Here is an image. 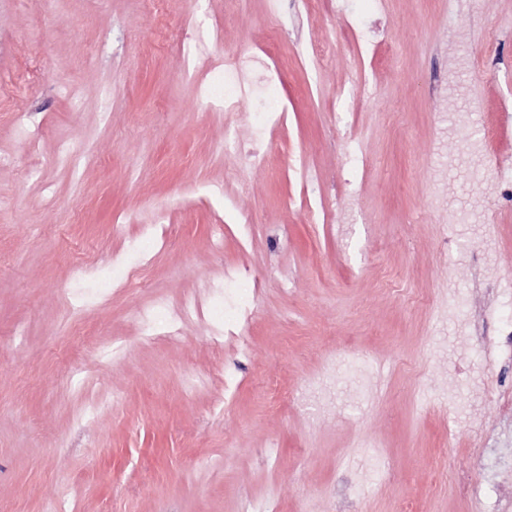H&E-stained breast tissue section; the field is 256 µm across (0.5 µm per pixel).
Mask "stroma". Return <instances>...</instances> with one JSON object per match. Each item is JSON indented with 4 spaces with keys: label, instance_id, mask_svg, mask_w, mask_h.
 <instances>
[{
    "label": "stroma",
    "instance_id": "35a3bbf8",
    "mask_svg": "<svg viewBox=\"0 0 512 512\" xmlns=\"http://www.w3.org/2000/svg\"><path fill=\"white\" fill-rule=\"evenodd\" d=\"M267 9L0 0V76L43 66L0 98V512H337L375 445L390 479L359 487L354 512L512 499V343L498 317L512 208L493 200L497 173L512 172V0H281L285 30L265 47ZM360 34L375 55L360 57ZM323 41L336 44L329 65L311 53ZM239 52L278 68L287 112L262 144L267 165L244 175L224 157V125L246 136L248 119L199 93L223 92ZM451 81L476 88L472 125L496 132L498 168L480 187L440 123L460 105L440 91ZM307 191L325 223L297 208ZM157 222L169 242L148 248L145 288L75 318L72 261H108ZM228 267L257 284L244 333L217 342L210 286ZM187 295L201 314L179 342L142 337L138 308ZM92 342L116 345L112 361L88 360ZM339 348L372 368L332 364ZM272 379L332 393L273 403Z\"/></svg>",
    "mask_w": 512,
    "mask_h": 512
}]
</instances>
